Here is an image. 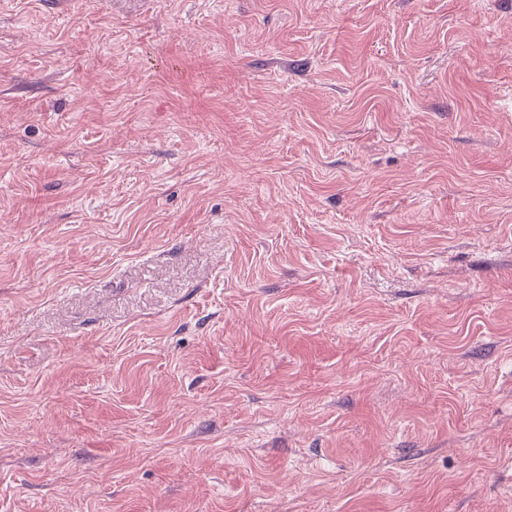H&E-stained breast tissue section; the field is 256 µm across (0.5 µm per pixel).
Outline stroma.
Returning a JSON list of instances; mask_svg holds the SVG:
<instances>
[{
    "instance_id": "obj_1",
    "label": "stroma",
    "mask_w": 512,
    "mask_h": 512,
    "mask_svg": "<svg viewBox=\"0 0 512 512\" xmlns=\"http://www.w3.org/2000/svg\"><path fill=\"white\" fill-rule=\"evenodd\" d=\"M0 512H512V0H0Z\"/></svg>"
}]
</instances>
